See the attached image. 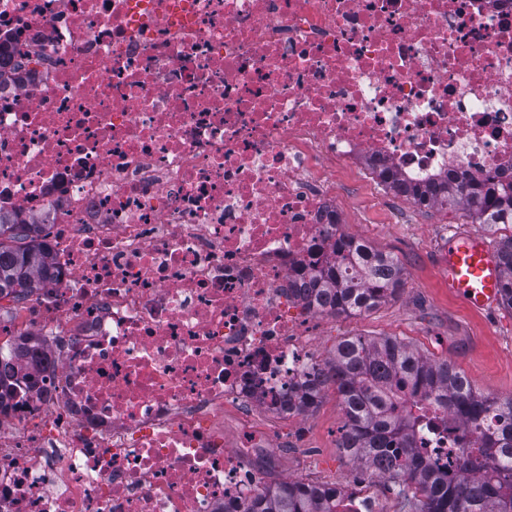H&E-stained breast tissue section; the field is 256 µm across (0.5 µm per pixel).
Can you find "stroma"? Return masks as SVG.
I'll use <instances>...</instances> for the list:
<instances>
[{"label": "stroma", "instance_id": "stroma-1", "mask_svg": "<svg viewBox=\"0 0 512 512\" xmlns=\"http://www.w3.org/2000/svg\"><path fill=\"white\" fill-rule=\"evenodd\" d=\"M346 229L374 249L396 256L403 268L401 293L357 316H308L299 306L290 312L309 321L314 348L329 361L337 345L352 336H394L434 359L463 372L485 396L512 397V310L478 311L448 291L438 257L449 240L463 234L483 235L489 245L512 234L508 224H474L459 209L421 208L410 200L375 194L356 177L337 178ZM344 416L334 388L319 403L277 427L290 440L278 449L280 466L265 469L266 483L292 478L343 488L357 465L339 446ZM357 474V473H356Z\"/></svg>", "mask_w": 512, "mask_h": 512}]
</instances>
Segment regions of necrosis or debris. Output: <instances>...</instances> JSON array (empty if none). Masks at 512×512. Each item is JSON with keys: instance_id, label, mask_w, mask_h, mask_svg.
Returning <instances> with one entry per match:
<instances>
[{"instance_id": "necrosis-or-debris-1", "label": "necrosis or debris", "mask_w": 512, "mask_h": 512, "mask_svg": "<svg viewBox=\"0 0 512 512\" xmlns=\"http://www.w3.org/2000/svg\"><path fill=\"white\" fill-rule=\"evenodd\" d=\"M0 212L54 276L0 512H245L319 365L289 315L344 232L336 177L512 183V0H0ZM237 432L224 438L226 418ZM461 427L416 450L446 466Z\"/></svg>"}]
</instances>
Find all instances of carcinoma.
Returning a JSON list of instances; mask_svg holds the SVG:
<instances>
[{
  "mask_svg": "<svg viewBox=\"0 0 512 512\" xmlns=\"http://www.w3.org/2000/svg\"><path fill=\"white\" fill-rule=\"evenodd\" d=\"M418 206L460 208L475 224H512V184L454 176L412 185ZM340 260L326 265L310 291L334 316H356L394 299L403 269L391 255L349 237L334 242ZM503 269L500 303L512 309V234L496 244ZM53 276L44 225L0 215V296L43 287ZM320 383L335 386L345 418L340 448L368 470H380L399 512H512V398L478 394L450 363L431 361L395 337L340 342ZM461 424L471 447L457 458L460 474L418 456L416 434ZM338 489L302 481L264 487L246 512H336Z\"/></svg>",
  "mask_w": 512,
  "mask_h": 512,
  "instance_id": "carcinoma-1",
  "label": "carcinoma"
}]
</instances>
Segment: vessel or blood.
<instances>
[{
  "label": "vessel or blood",
  "mask_w": 512,
  "mask_h": 512,
  "mask_svg": "<svg viewBox=\"0 0 512 512\" xmlns=\"http://www.w3.org/2000/svg\"><path fill=\"white\" fill-rule=\"evenodd\" d=\"M440 263L449 291L468 307L488 311L499 302L502 268L483 237L451 241Z\"/></svg>",
  "instance_id": "obj_1"
}]
</instances>
